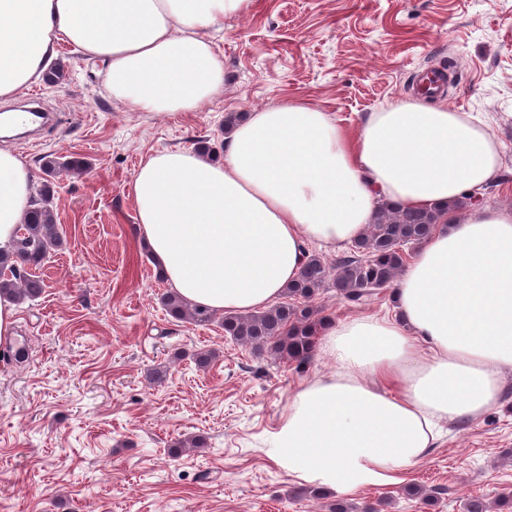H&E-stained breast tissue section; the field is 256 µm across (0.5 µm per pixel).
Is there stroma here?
I'll use <instances>...</instances> for the list:
<instances>
[{"label":"stroma","mask_w":512,"mask_h":512,"mask_svg":"<svg viewBox=\"0 0 512 512\" xmlns=\"http://www.w3.org/2000/svg\"><path fill=\"white\" fill-rule=\"evenodd\" d=\"M224 90L195 112L156 116L112 98L103 63L68 42L66 72L37 80L14 108L53 113L36 134L0 138L41 176L48 154L87 161L55 182L64 243L40 269L45 288L17 307L0 340V512H329L335 496L275 462L274 434L293 394L332 375L227 339L219 324L171 318L168 284L136 232L133 177L165 149L205 145L224 158V121L289 97L355 131L361 118L418 97L429 71L449 74L436 100L490 123L500 181L487 206L512 210V0H253L212 35ZM23 349L21 361L1 356ZM217 357L205 369L195 353ZM206 447L175 456L178 439ZM416 484L436 505L408 497ZM512 497V385L473 421L447 423L434 450L395 478L347 494L383 512H465L474 496Z\"/></svg>","instance_id":"stroma-1"}]
</instances>
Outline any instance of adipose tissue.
Instances as JSON below:
<instances>
[{
  "label": "adipose tissue",
  "instance_id": "1",
  "mask_svg": "<svg viewBox=\"0 0 512 512\" xmlns=\"http://www.w3.org/2000/svg\"><path fill=\"white\" fill-rule=\"evenodd\" d=\"M251 0H0V99L45 72L59 42L106 66L114 99L140 112H193L224 87L208 39ZM499 145L447 102L402 99L348 137L296 98L249 113L224 160L176 149L133 179L140 244L171 288L218 313L274 303L297 280L305 245L342 250L381 202L448 205L495 181ZM33 188L0 148V252H9ZM395 317L327 320L317 348L336 364L294 394L276 461L301 482L343 494L426 458L438 422L477 419L512 373V210L445 215L393 288Z\"/></svg>",
  "mask_w": 512,
  "mask_h": 512
}]
</instances>
